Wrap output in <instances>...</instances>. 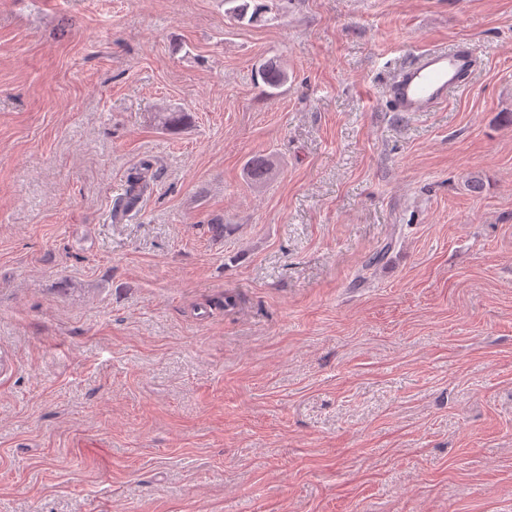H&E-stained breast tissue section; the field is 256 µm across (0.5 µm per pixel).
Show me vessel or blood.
<instances>
[{"instance_id":"b4317fda","label":"vessel or blood","mask_w":512,"mask_h":512,"mask_svg":"<svg viewBox=\"0 0 512 512\" xmlns=\"http://www.w3.org/2000/svg\"><path fill=\"white\" fill-rule=\"evenodd\" d=\"M480 64L475 45L468 41L457 42L448 49L422 52L395 73L388 86V96L399 112L435 111Z\"/></svg>"}]
</instances>
